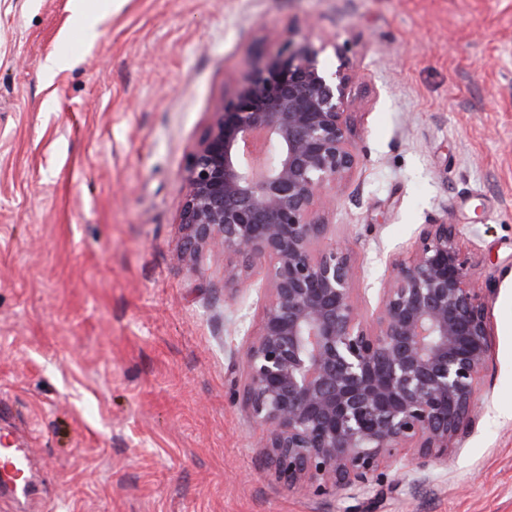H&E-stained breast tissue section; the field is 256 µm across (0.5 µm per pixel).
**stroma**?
Here are the masks:
<instances>
[{
    "label": "stroma",
    "mask_w": 512,
    "mask_h": 512,
    "mask_svg": "<svg viewBox=\"0 0 512 512\" xmlns=\"http://www.w3.org/2000/svg\"><path fill=\"white\" fill-rule=\"evenodd\" d=\"M0 0V431L28 448L0 512H512V0ZM352 81L359 161L321 213L373 311L421 225H456L487 300L476 423L449 461L287 488L234 398L263 262L183 258L189 155L278 34ZM67 67L48 74V58Z\"/></svg>",
    "instance_id": "stroma-1"
}]
</instances>
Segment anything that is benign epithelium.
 <instances>
[{"label":"benign epithelium","instance_id":"7a95c632","mask_svg":"<svg viewBox=\"0 0 512 512\" xmlns=\"http://www.w3.org/2000/svg\"><path fill=\"white\" fill-rule=\"evenodd\" d=\"M323 49L295 33L216 105L180 215L188 262L204 246L242 271L267 262L238 396L274 479L318 492L365 486L403 450L448 459L475 421L493 292L471 278L456 226L426 224L391 259L372 315L358 308L346 248L316 219L358 163L351 77L322 69Z\"/></svg>","mask_w":512,"mask_h":512}]
</instances>
